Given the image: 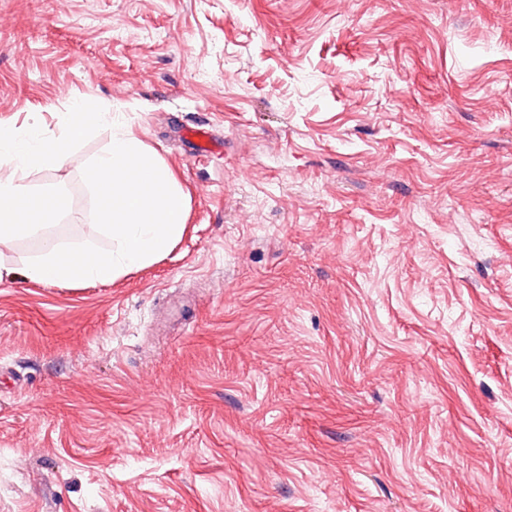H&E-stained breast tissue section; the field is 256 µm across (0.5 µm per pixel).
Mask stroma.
Listing matches in <instances>:
<instances>
[{
	"instance_id": "35a3bbf8",
	"label": "stroma",
	"mask_w": 512,
	"mask_h": 512,
	"mask_svg": "<svg viewBox=\"0 0 512 512\" xmlns=\"http://www.w3.org/2000/svg\"><path fill=\"white\" fill-rule=\"evenodd\" d=\"M78 101L186 227L77 288L0 256V512H512V0H0V126ZM111 133L28 173L47 236L110 248ZM181 134L196 142L197 157H209L213 154V140L205 125H195L181 128Z\"/></svg>"
}]
</instances>
